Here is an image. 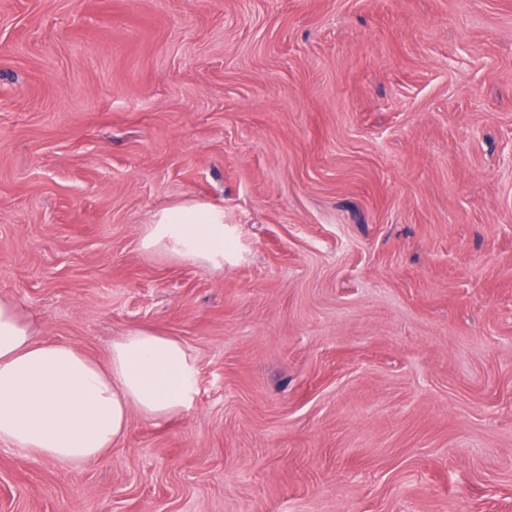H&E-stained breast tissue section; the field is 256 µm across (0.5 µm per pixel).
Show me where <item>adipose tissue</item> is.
<instances>
[{"label": "adipose tissue", "instance_id": "adipose-tissue-1", "mask_svg": "<svg viewBox=\"0 0 512 512\" xmlns=\"http://www.w3.org/2000/svg\"><path fill=\"white\" fill-rule=\"evenodd\" d=\"M213 269L224 266V212L204 203L162 210L142 238ZM195 365L184 345L147 329L113 341L106 362L35 326L0 299V441L62 461H91L125 435L131 412L161 419L187 408Z\"/></svg>", "mask_w": 512, "mask_h": 512}]
</instances>
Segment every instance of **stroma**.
Listing matches in <instances>:
<instances>
[{
  "label": "stroma",
  "mask_w": 512,
  "mask_h": 512,
  "mask_svg": "<svg viewBox=\"0 0 512 512\" xmlns=\"http://www.w3.org/2000/svg\"><path fill=\"white\" fill-rule=\"evenodd\" d=\"M0 298L197 362L0 512H512V0H0ZM145 248L170 251L209 268L224 269V211L204 203L162 210L142 238Z\"/></svg>",
  "instance_id": "stroma-1"
}]
</instances>
